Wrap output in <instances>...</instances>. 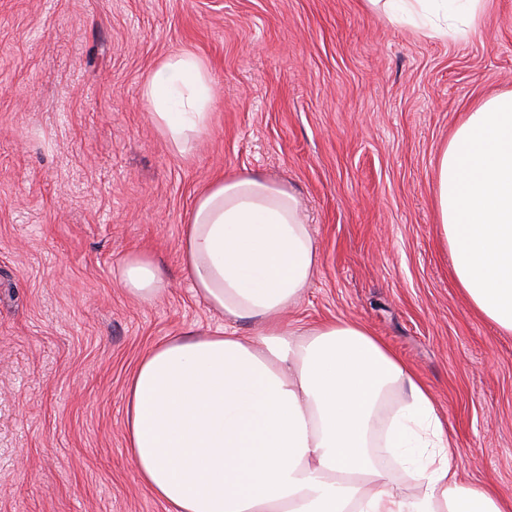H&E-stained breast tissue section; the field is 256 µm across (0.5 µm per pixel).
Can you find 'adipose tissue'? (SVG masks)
Masks as SVG:
<instances>
[{
  "label": "adipose tissue",
  "mask_w": 512,
  "mask_h": 512,
  "mask_svg": "<svg viewBox=\"0 0 512 512\" xmlns=\"http://www.w3.org/2000/svg\"><path fill=\"white\" fill-rule=\"evenodd\" d=\"M427 36L464 37L486 0H366ZM142 99L181 152L208 129L206 64L182 51L150 74ZM441 239L472 307L512 333V90L478 103L432 176ZM319 249L296 195L253 171L225 174L182 226L180 268L224 316L154 346L127 388L126 438L140 479L169 512H512L464 483L433 394L361 323L306 326L302 299ZM120 283L145 303L165 274L129 256ZM254 327L244 338L241 324ZM413 481L396 495V475Z\"/></svg>",
  "instance_id": "obj_1"
}]
</instances>
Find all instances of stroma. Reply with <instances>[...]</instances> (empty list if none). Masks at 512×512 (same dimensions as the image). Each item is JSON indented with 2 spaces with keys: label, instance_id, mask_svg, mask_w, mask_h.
Segmentation results:
<instances>
[{
  "label": "stroma",
  "instance_id": "1",
  "mask_svg": "<svg viewBox=\"0 0 512 512\" xmlns=\"http://www.w3.org/2000/svg\"><path fill=\"white\" fill-rule=\"evenodd\" d=\"M428 39L364 0H0V512H168L130 459L126 389L168 337L223 324L180 272L198 191L234 170L301 200L320 266L288 320L357 321L430 388L462 481L512 500V334L439 238L433 168L512 90V0ZM201 57L207 133L175 151L142 101ZM142 250L168 281L119 283ZM120 283L126 292L145 303H152L166 289L163 270L146 253H135L125 260Z\"/></svg>",
  "mask_w": 512,
  "mask_h": 512
}]
</instances>
